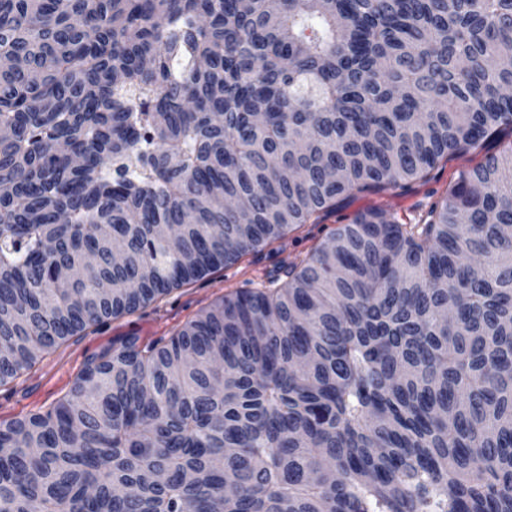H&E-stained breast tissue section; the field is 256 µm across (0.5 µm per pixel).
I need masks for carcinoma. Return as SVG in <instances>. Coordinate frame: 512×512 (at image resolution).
<instances>
[{
	"mask_svg": "<svg viewBox=\"0 0 512 512\" xmlns=\"http://www.w3.org/2000/svg\"><path fill=\"white\" fill-rule=\"evenodd\" d=\"M503 58L512 0H0V387L512 136ZM284 274L0 421V512H512V141Z\"/></svg>",
	"mask_w": 512,
	"mask_h": 512,
	"instance_id": "obj_1",
	"label": "carcinoma"
}]
</instances>
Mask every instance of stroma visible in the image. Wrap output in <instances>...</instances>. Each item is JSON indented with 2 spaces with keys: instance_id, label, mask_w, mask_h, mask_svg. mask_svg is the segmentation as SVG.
<instances>
[{
  "instance_id": "35a3bbf8",
  "label": "stroma",
  "mask_w": 512,
  "mask_h": 512,
  "mask_svg": "<svg viewBox=\"0 0 512 512\" xmlns=\"http://www.w3.org/2000/svg\"><path fill=\"white\" fill-rule=\"evenodd\" d=\"M501 147V142L490 141L483 149L441 159L427 179L402 188L359 193L340 200L336 207L322 214L319 223L306 224L290 232L285 243L248 255L238 265L219 269L174 291L156 305L72 338L57 351L45 355L15 382L0 387V421L21 418L49 407L69 391L89 357L128 337L147 344L172 336L227 292L246 287L248 281H260L295 256L311 251L338 225L350 222L357 212L377 209L399 223H418L429 207L446 195L462 170L473 167L485 153L499 151Z\"/></svg>"
}]
</instances>
